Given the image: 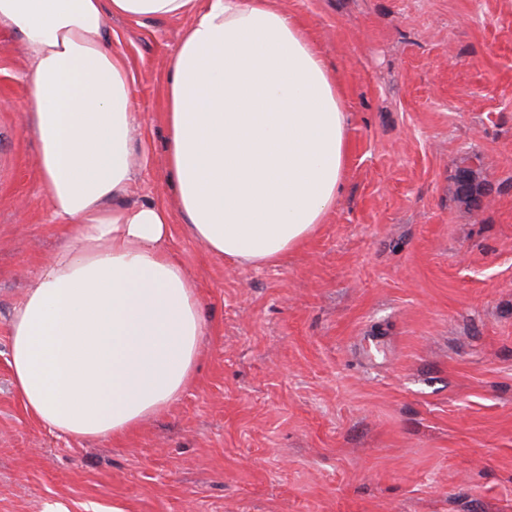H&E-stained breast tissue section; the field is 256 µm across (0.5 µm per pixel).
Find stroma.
Returning a JSON list of instances; mask_svg holds the SVG:
<instances>
[{
    "mask_svg": "<svg viewBox=\"0 0 512 512\" xmlns=\"http://www.w3.org/2000/svg\"><path fill=\"white\" fill-rule=\"evenodd\" d=\"M277 4L345 94L340 196L275 265L174 224L208 331L180 397L114 440L50 431L12 384L11 311L63 236L0 25V512H512V0ZM190 23L107 20L140 114L115 205L177 207L159 107Z\"/></svg>",
    "mask_w": 512,
    "mask_h": 512,
    "instance_id": "obj_1",
    "label": "stroma"
}]
</instances>
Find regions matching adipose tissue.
<instances>
[{
  "label": "adipose tissue",
  "mask_w": 512,
  "mask_h": 512,
  "mask_svg": "<svg viewBox=\"0 0 512 512\" xmlns=\"http://www.w3.org/2000/svg\"><path fill=\"white\" fill-rule=\"evenodd\" d=\"M188 15L164 94L178 208L119 207L138 114L109 16ZM33 57L24 114L66 241L10 319L13 386L48 429L122 437L178 399L207 331L166 246L174 217L235 264L278 262L335 207L348 115L335 73L276 0H0Z\"/></svg>",
  "instance_id": "1"
}]
</instances>
